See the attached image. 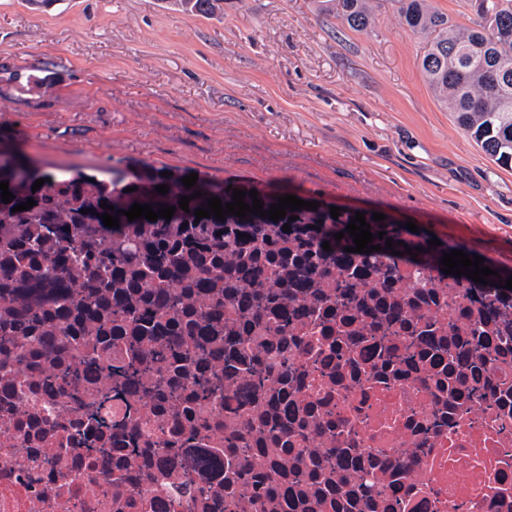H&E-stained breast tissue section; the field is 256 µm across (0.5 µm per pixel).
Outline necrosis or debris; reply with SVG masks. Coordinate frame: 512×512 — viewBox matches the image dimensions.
<instances>
[{"instance_id": "4bbe7bcc", "label": "necrosis or debris", "mask_w": 512, "mask_h": 512, "mask_svg": "<svg viewBox=\"0 0 512 512\" xmlns=\"http://www.w3.org/2000/svg\"><path fill=\"white\" fill-rule=\"evenodd\" d=\"M224 263L223 309L196 286L190 261L169 283L180 315H154L145 327L110 318L126 294L125 269L107 266L117 286L90 307L77 301L81 268L0 277V322L29 307L58 337L52 348L39 344L43 330H27L12 352H0V512H224L231 495L235 512H512V294L500 295L493 316L485 285L440 287L407 265L392 287L379 288L373 263L354 260L345 272L371 311L365 317L327 301L333 282L303 288L282 270L277 288L309 313L292 319L288 335L268 337L279 310L261 320L242 314L249 276L232 257ZM397 304L409 316L395 322ZM422 335L432 348L403 357L404 339ZM170 336L185 343L167 353L163 388L148 379L126 388L125 365ZM478 342L494 350V369L458 370L456 352ZM271 347L297 369L249 391V370L267 362ZM90 355L101 367L80 388L53 386L61 364ZM216 374L223 391L200 405L193 381ZM484 385L496 402L473 410L469 392ZM289 405L297 413L282 437ZM236 433L249 437L252 474L273 476L287 499L261 506L240 494L241 469L228 453ZM158 440L168 461L154 452ZM332 448L346 454L334 473L319 465ZM300 466L309 477L297 484ZM371 484L384 493L368 508L362 491Z\"/></svg>"}]
</instances>
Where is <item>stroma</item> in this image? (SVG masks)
I'll list each match as a JSON object with an SVG mask.
<instances>
[{
  "label": "stroma",
  "instance_id": "1",
  "mask_svg": "<svg viewBox=\"0 0 512 512\" xmlns=\"http://www.w3.org/2000/svg\"><path fill=\"white\" fill-rule=\"evenodd\" d=\"M320 0H0V147L54 174L141 160L413 221L512 269V169L416 65L388 5L356 32ZM169 5L189 16H206L220 10L223 0H166Z\"/></svg>",
  "mask_w": 512,
  "mask_h": 512
}]
</instances>
